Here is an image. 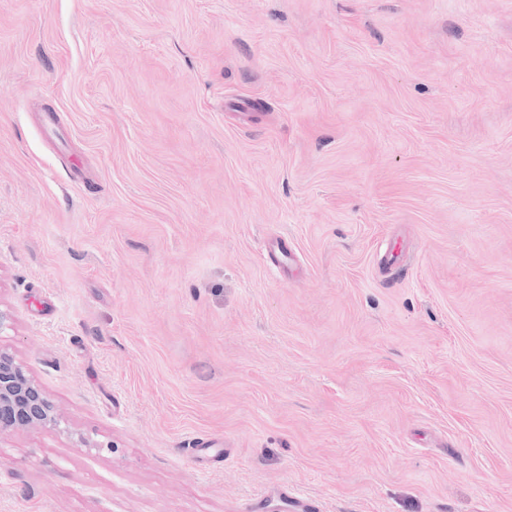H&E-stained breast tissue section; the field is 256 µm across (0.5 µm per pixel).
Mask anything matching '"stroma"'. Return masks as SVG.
<instances>
[{"instance_id": "1", "label": "stroma", "mask_w": 512, "mask_h": 512, "mask_svg": "<svg viewBox=\"0 0 512 512\" xmlns=\"http://www.w3.org/2000/svg\"><path fill=\"white\" fill-rule=\"evenodd\" d=\"M0 311V512H512V0H0ZM63 417L15 355L0 347V440L31 429L62 430Z\"/></svg>"}]
</instances>
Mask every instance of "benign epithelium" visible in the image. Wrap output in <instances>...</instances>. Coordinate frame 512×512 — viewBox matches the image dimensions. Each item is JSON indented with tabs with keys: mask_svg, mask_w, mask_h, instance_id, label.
<instances>
[{
	"mask_svg": "<svg viewBox=\"0 0 512 512\" xmlns=\"http://www.w3.org/2000/svg\"><path fill=\"white\" fill-rule=\"evenodd\" d=\"M63 417L15 355L0 348V440L31 429L60 430Z\"/></svg>",
	"mask_w": 512,
	"mask_h": 512,
	"instance_id": "1",
	"label": "benign epithelium"
}]
</instances>
